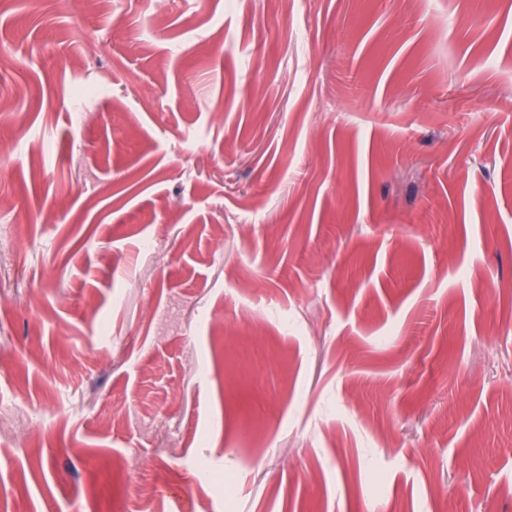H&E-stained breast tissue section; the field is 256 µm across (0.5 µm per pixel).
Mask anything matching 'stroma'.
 Listing matches in <instances>:
<instances>
[{
    "instance_id": "35a3bbf8",
    "label": "stroma",
    "mask_w": 512,
    "mask_h": 512,
    "mask_svg": "<svg viewBox=\"0 0 512 512\" xmlns=\"http://www.w3.org/2000/svg\"><path fill=\"white\" fill-rule=\"evenodd\" d=\"M1 225L0 512H512V0H8Z\"/></svg>"
}]
</instances>
